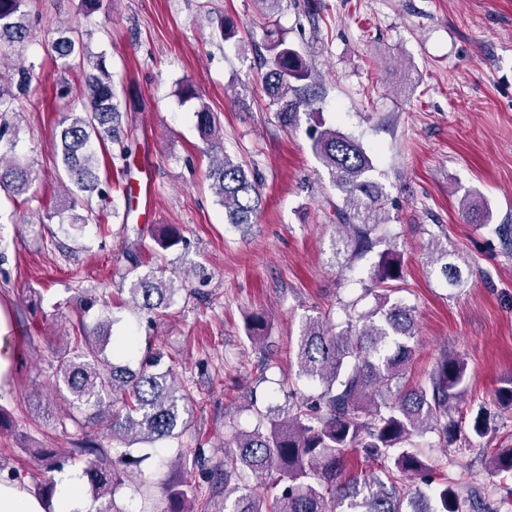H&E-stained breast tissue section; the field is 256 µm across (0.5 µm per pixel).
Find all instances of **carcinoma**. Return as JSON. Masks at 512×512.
Wrapping results in <instances>:
<instances>
[{
  "label": "carcinoma",
  "mask_w": 512,
  "mask_h": 512,
  "mask_svg": "<svg viewBox=\"0 0 512 512\" xmlns=\"http://www.w3.org/2000/svg\"><path fill=\"white\" fill-rule=\"evenodd\" d=\"M28 0H0V47L12 49L26 43ZM84 32L77 26L54 29L50 58L64 68L91 65L81 97L65 105L59 125L61 168L69 186V206L86 203L85 214L70 227L82 231L99 221L90 205L109 191L94 162L97 147L111 142L119 152L111 163H125L129 147L121 135L120 104L105 60L92 61L83 50ZM266 71L261 82L269 105L276 107L279 122L298 121L299 109L313 108L312 68L284 36L267 32ZM35 65L17 67V80L0 78V191L20 196L30 190L34 169L16 153L19 128L14 118L29 94ZM197 129L210 148L212 189L224 207L227 223L238 228L256 223L262 192L243 164L224 152L213 113L206 105L196 111ZM312 151L327 169L342 204L335 206L338 227L345 237L336 252L360 256L383 242L379 234L387 223V197L371 178L373 159L355 138L318 122L308 127ZM132 278L129 303L146 316L147 323L165 315L179 289L173 277L152 268L145 273L140 255L128 254ZM428 264L450 288L464 285L459 255L437 241L431 242ZM403 277L401 253L390 245L379 253L371 272L375 307L351 317L340 330L319 317L301 325L297 339L298 377L315 383L319 392L297 396L288 404L257 412L251 430L233 428L231 444L217 460L197 449L185 462L180 478L160 484L164 507L155 512H484L481 488L473 482L448 481L437 490L440 508L416 481L427 482L433 466L415 447L413 438L434 432L448 447L458 440L485 437L490 413L482 404L466 416L459 403L467 387L468 365L458 356L445 355L435 364L428 383L405 382L415 335L413 307L392 299L396 282ZM113 320H99L88 327L78 319L66 347L53 351L56 359L55 389L72 407L56 418L62 432L74 428L83 437L73 443L70 457L83 459L82 477L94 498L104 500L99 512H119L112 493L130 477L136 464L134 445L180 438L190 427L202 403L194 389L176 384L173 366L151 355L139 369L116 366L106 352ZM266 315L256 313L247 322V338L254 344L265 339ZM495 402L512 406V377L497 388ZM108 422L105 446L85 434L79 415ZM377 464V469L342 479L352 452ZM58 451L40 452L43 477L36 495L49 503L55 494L53 472ZM210 484L211 492L199 495L194 470ZM492 475L512 473V448H499L488 460Z\"/></svg>",
  "instance_id": "1"
}]
</instances>
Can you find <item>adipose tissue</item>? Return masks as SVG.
I'll list each match as a JSON object with an SVG mask.
<instances>
[{"mask_svg": "<svg viewBox=\"0 0 512 512\" xmlns=\"http://www.w3.org/2000/svg\"><path fill=\"white\" fill-rule=\"evenodd\" d=\"M57 492L53 503L29 494L20 485L0 481V512H87V506L77 497L81 475L65 471L55 477Z\"/></svg>", "mask_w": 512, "mask_h": 512, "instance_id": "adipose-tissue-1", "label": "adipose tissue"}]
</instances>
